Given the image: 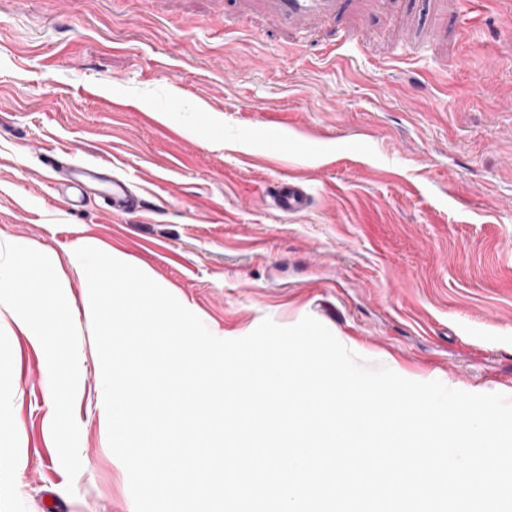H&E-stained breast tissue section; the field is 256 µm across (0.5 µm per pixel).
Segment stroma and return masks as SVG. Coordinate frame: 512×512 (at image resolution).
Returning <instances> with one entry per match:
<instances>
[{"instance_id": "35a3bbf8", "label": "stroma", "mask_w": 512, "mask_h": 512, "mask_svg": "<svg viewBox=\"0 0 512 512\" xmlns=\"http://www.w3.org/2000/svg\"><path fill=\"white\" fill-rule=\"evenodd\" d=\"M131 179L78 208L47 167ZM311 195L275 209L276 179ZM0 237L55 259L83 360L67 433L39 351L0 328V512H134L100 428L71 264L90 239L222 339L305 316L419 382L512 400V0H382L283 32L235 0H0ZM106 183L110 185L108 197L112 203V211H124L132 207L141 209L143 207V200L133 193L128 182L112 177V179L106 180Z\"/></svg>"}]
</instances>
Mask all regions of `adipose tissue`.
I'll list each match as a JSON object with an SVG mask.
<instances>
[{"label": "adipose tissue", "instance_id": "ef3b65f1", "mask_svg": "<svg viewBox=\"0 0 512 512\" xmlns=\"http://www.w3.org/2000/svg\"><path fill=\"white\" fill-rule=\"evenodd\" d=\"M0 259L9 262L17 294L0 324L11 323L42 354L43 375L56 403L54 426L67 430L72 423V405L78 392L72 379L77 362L61 343L72 322L71 312L57 302L55 281L57 265L47 258L35 257L19 240L0 238Z\"/></svg>", "mask_w": 512, "mask_h": 512}]
</instances>
